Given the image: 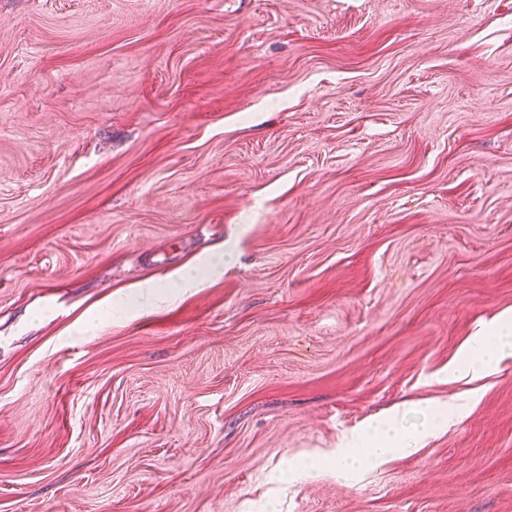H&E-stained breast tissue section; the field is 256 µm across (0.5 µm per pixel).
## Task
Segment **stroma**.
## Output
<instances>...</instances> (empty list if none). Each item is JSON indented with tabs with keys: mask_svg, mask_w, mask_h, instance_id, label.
Segmentation results:
<instances>
[{
	"mask_svg": "<svg viewBox=\"0 0 512 512\" xmlns=\"http://www.w3.org/2000/svg\"><path fill=\"white\" fill-rule=\"evenodd\" d=\"M506 309L512 0H0V512H512ZM224 272V250L205 262L179 273L177 284L181 288H199L211 278ZM491 335L499 336L492 350L480 358L464 361L459 368L452 372V376H470L480 378L492 373L496 366L505 358L512 357V313H500L493 325ZM369 442L370 448H366L367 456L373 460L388 457L395 451L412 453L431 434L428 423L411 431L407 430L396 416L385 422L370 423Z\"/></svg>",
	"mask_w": 512,
	"mask_h": 512,
	"instance_id": "1",
	"label": "stroma"
}]
</instances>
